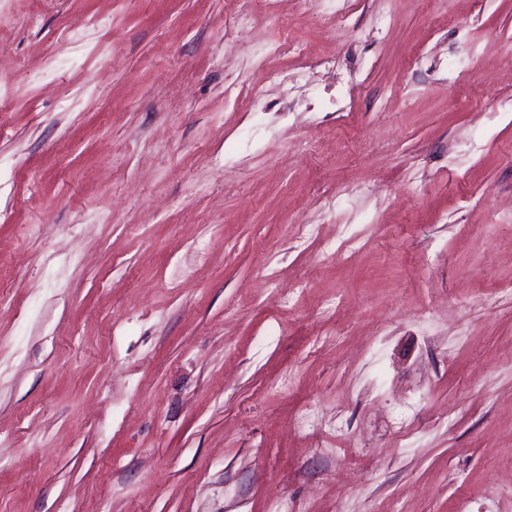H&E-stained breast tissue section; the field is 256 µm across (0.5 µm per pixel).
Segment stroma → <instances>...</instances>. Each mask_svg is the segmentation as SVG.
<instances>
[{
    "mask_svg": "<svg viewBox=\"0 0 512 512\" xmlns=\"http://www.w3.org/2000/svg\"><path fill=\"white\" fill-rule=\"evenodd\" d=\"M351 4L0 0V512H512V0Z\"/></svg>",
    "mask_w": 512,
    "mask_h": 512,
    "instance_id": "obj_1",
    "label": "stroma"
}]
</instances>
